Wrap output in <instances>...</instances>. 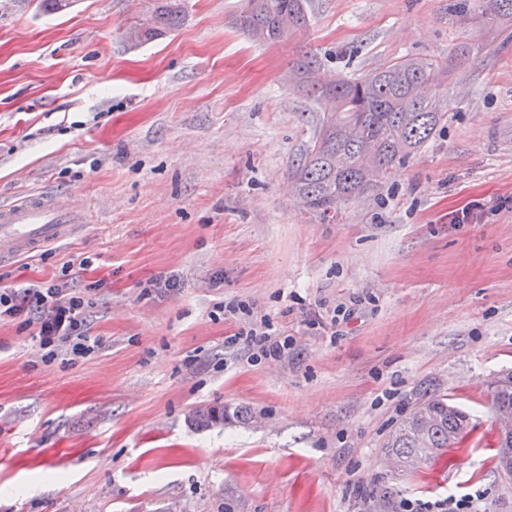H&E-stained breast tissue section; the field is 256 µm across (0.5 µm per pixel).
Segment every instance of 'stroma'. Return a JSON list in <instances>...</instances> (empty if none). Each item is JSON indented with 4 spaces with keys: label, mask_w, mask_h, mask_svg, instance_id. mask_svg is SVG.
<instances>
[{
    "label": "stroma",
    "mask_w": 512,
    "mask_h": 512,
    "mask_svg": "<svg viewBox=\"0 0 512 512\" xmlns=\"http://www.w3.org/2000/svg\"><path fill=\"white\" fill-rule=\"evenodd\" d=\"M153 0H0V207L62 195L81 225L0 264V289L88 302L86 357L43 361L0 319V512H371L369 494L468 497L512 512L490 383L512 370V18L495 0H313L281 44L240 0H183L135 45ZM437 61L448 114L390 176L307 210L293 172L322 112L288 82ZM268 319L283 358L229 337ZM470 411L465 443L417 472L383 445L426 396ZM246 411L201 429L196 411ZM150 16L134 26L130 37L138 43L159 39L177 28L182 21L180 0H156Z\"/></svg>",
    "instance_id": "1"
}]
</instances>
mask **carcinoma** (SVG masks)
Returning a JSON list of instances; mask_svg holds the SVG:
<instances>
[{"mask_svg":"<svg viewBox=\"0 0 512 512\" xmlns=\"http://www.w3.org/2000/svg\"><path fill=\"white\" fill-rule=\"evenodd\" d=\"M310 7L311 0H243L235 24L255 41L281 43L308 26ZM181 21V0H156L130 37L152 42ZM445 73L435 61L405 58L365 76L326 80L314 56L293 62L291 79L323 108L319 130L294 171L306 207L323 220L334 218L339 203L362 194L424 147L447 113L415 89ZM491 396L496 417L512 416V371L493 383ZM471 431L468 412L444 395H432L401 420L385 451L394 465L412 470L459 446ZM495 451L499 473L511 479L512 429L495 431Z\"/></svg>","mask_w":512,"mask_h":512,"instance_id":"carcinoma-1","label":"carcinoma"}]
</instances>
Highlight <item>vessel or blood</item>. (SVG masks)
I'll return each instance as SVG.
<instances>
[{
  "mask_svg": "<svg viewBox=\"0 0 512 512\" xmlns=\"http://www.w3.org/2000/svg\"><path fill=\"white\" fill-rule=\"evenodd\" d=\"M76 229L66 197H32L0 207V261L12 260L64 240Z\"/></svg>",
  "mask_w": 512,
  "mask_h": 512,
  "instance_id": "obj_1",
  "label": "vessel or blood"
}]
</instances>
